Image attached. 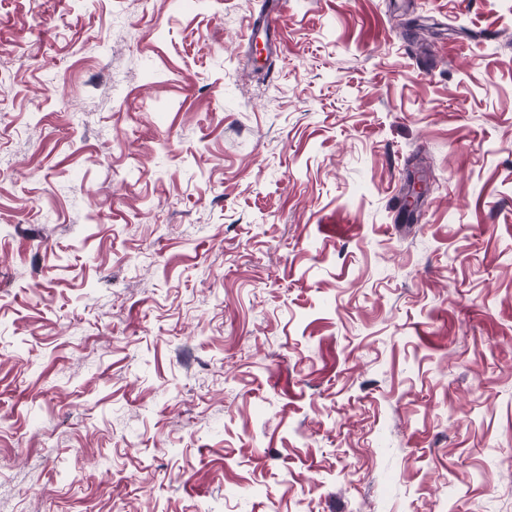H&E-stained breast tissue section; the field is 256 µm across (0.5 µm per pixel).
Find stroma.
<instances>
[{
	"label": "stroma",
	"instance_id": "obj_1",
	"mask_svg": "<svg viewBox=\"0 0 512 512\" xmlns=\"http://www.w3.org/2000/svg\"><path fill=\"white\" fill-rule=\"evenodd\" d=\"M256 6L0 0V512H512V0ZM286 4L285 0H276L270 6L262 8L257 16L251 15L249 23L248 45L252 46L258 41L259 32H264L268 37L270 45L266 42L265 48L269 52L271 48L276 49V45L271 42L270 33L273 32L280 23V11Z\"/></svg>",
	"mask_w": 512,
	"mask_h": 512
}]
</instances>
